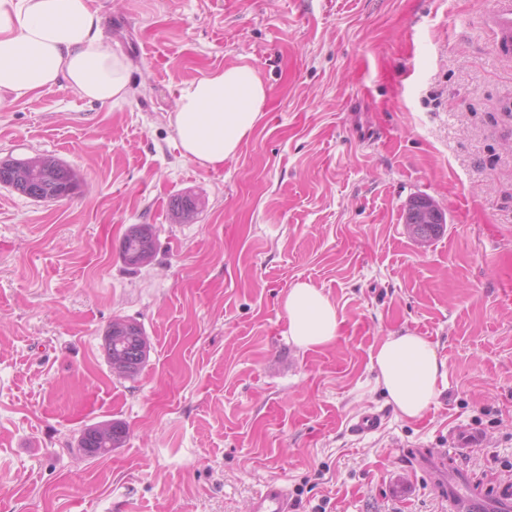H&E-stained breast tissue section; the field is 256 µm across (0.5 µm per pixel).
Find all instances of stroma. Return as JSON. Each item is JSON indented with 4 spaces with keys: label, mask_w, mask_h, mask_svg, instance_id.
<instances>
[{
    "label": "stroma",
    "mask_w": 512,
    "mask_h": 512,
    "mask_svg": "<svg viewBox=\"0 0 512 512\" xmlns=\"http://www.w3.org/2000/svg\"><path fill=\"white\" fill-rule=\"evenodd\" d=\"M489 2L92 0L132 95L61 83L0 111V159L43 154L81 181L51 201L0 185V512H250L277 478L297 512H448L416 448L512 491V306L484 261L512 253V61L480 24ZM243 62L266 109L199 166L168 124L178 90ZM417 196L447 218L425 245L405 224ZM135 224L156 241L139 268L120 253ZM299 282L344 319L326 348L288 339ZM117 317L151 342L132 380L104 352ZM401 329L446 362L420 419L370 365ZM368 411L383 425L361 438ZM110 420L122 446L83 456L80 430Z\"/></svg>",
    "instance_id": "stroma-1"
}]
</instances>
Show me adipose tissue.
I'll use <instances>...</instances> for the list:
<instances>
[{"label": "adipose tissue", "instance_id": "adipose-tissue-1", "mask_svg": "<svg viewBox=\"0 0 512 512\" xmlns=\"http://www.w3.org/2000/svg\"><path fill=\"white\" fill-rule=\"evenodd\" d=\"M130 60L106 39L91 0H0V108L66 81L76 96L115 104L131 93ZM256 66L241 63L205 74L179 92L169 115L186 159L214 168L237 152L266 107ZM288 335L304 350L332 345L343 319L330 297L300 282L283 300ZM376 386L402 417H423L439 393L445 362L413 332L384 337L371 357Z\"/></svg>", "mask_w": 512, "mask_h": 512}]
</instances>
